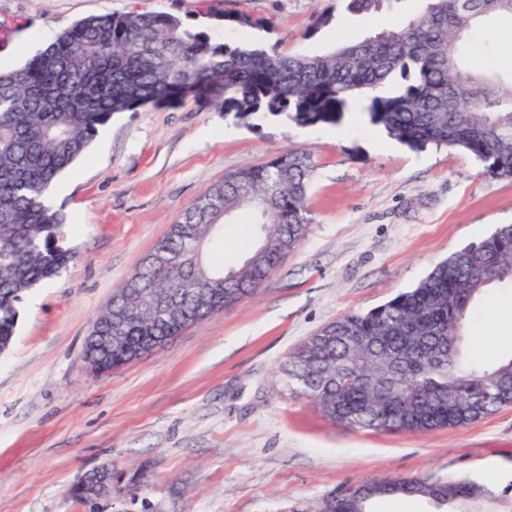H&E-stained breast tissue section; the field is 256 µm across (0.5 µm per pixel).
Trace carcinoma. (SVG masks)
Segmentation results:
<instances>
[{
	"label": "carcinoma",
	"mask_w": 512,
	"mask_h": 512,
	"mask_svg": "<svg viewBox=\"0 0 512 512\" xmlns=\"http://www.w3.org/2000/svg\"><path fill=\"white\" fill-rule=\"evenodd\" d=\"M345 2L353 14L373 15L389 0ZM502 17L512 18V0H425L401 24L321 53L216 43L165 12L91 16L61 30L21 68L0 73V341L13 339L25 295L73 261L64 215L46 194L114 113L192 98L238 123L269 113L312 125L339 122L357 97L372 124L410 149L460 150L482 174L511 180L512 80L483 74L462 50L477 27ZM314 169L310 154L289 151L202 193L96 318L99 334L120 322L123 341L101 357L99 372L252 297L308 235ZM243 209L253 210L255 241L242 266L231 275L207 251L213 280L192 278L185 260ZM504 282L512 283V224L449 255L415 288L321 328L288 354V387L351 428L424 434L472 424L512 404V356L477 364L466 335L473 304ZM135 292H165L175 308L128 311ZM368 483L370 499L335 495L323 512H370L392 495L424 499L435 512H482L484 501L512 512V485L496 493L453 477Z\"/></svg>",
	"instance_id": "obj_1"
}]
</instances>
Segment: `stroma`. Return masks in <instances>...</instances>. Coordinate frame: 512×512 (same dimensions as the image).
Returning a JSON list of instances; mask_svg holds the SVG:
<instances>
[{"mask_svg":"<svg viewBox=\"0 0 512 512\" xmlns=\"http://www.w3.org/2000/svg\"><path fill=\"white\" fill-rule=\"evenodd\" d=\"M396 0L381 30L418 14ZM334 28L307 37L314 17ZM166 12L212 41L316 52L369 29L342 0H0V71L92 15ZM267 21L225 25L224 14ZM483 72L512 75V20L473 32ZM312 155V224L300 247L251 298L188 326L105 375L82 358L93 321L154 244L206 189L288 151ZM76 254L20 304L0 355V512H321L327 496L370 478L465 476L512 484V405L463 428L426 434L352 429L288 389V354L317 330L415 287L451 253L512 223V180L468 154L415 152L373 128L358 101L341 123L255 116L243 125L194 100L114 114L48 194ZM253 229L240 214L214 254L240 266ZM475 359L512 354V286L489 288L468 316ZM111 465L133 491L81 502L70 487Z\"/></svg>","mask_w":512,"mask_h":512,"instance_id":"stroma-1","label":"stroma"}]
</instances>
